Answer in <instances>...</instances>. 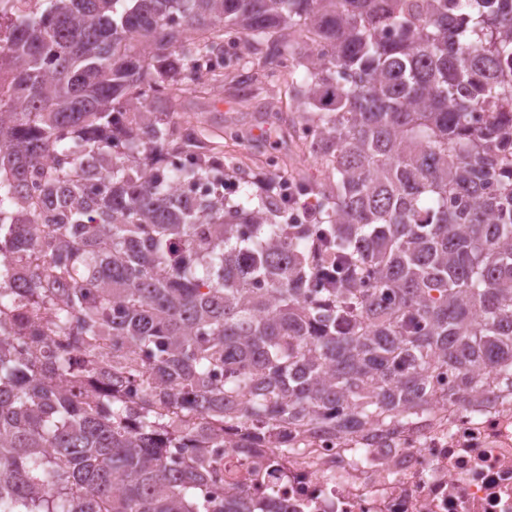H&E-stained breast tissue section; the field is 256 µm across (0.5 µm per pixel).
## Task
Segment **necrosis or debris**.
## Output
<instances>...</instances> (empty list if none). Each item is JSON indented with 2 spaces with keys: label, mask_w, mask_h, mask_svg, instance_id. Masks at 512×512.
I'll return each instance as SVG.
<instances>
[{
  "label": "necrosis or debris",
  "mask_w": 512,
  "mask_h": 512,
  "mask_svg": "<svg viewBox=\"0 0 512 512\" xmlns=\"http://www.w3.org/2000/svg\"><path fill=\"white\" fill-rule=\"evenodd\" d=\"M449 385L433 373L428 410L410 424L288 431L284 450L246 451L226 432L199 493L273 495L290 512H512V381L460 405L443 400Z\"/></svg>",
  "instance_id": "4bbe7bcc"
}]
</instances>
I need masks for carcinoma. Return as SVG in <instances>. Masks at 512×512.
I'll use <instances>...</instances> for the list:
<instances>
[{"instance_id":"obj_1","label":"carcinoma","mask_w":512,"mask_h":512,"mask_svg":"<svg viewBox=\"0 0 512 512\" xmlns=\"http://www.w3.org/2000/svg\"><path fill=\"white\" fill-rule=\"evenodd\" d=\"M3 31L9 512H288L202 498L204 449L512 376V0H0ZM213 86L273 93L323 178L172 121Z\"/></svg>"}]
</instances>
